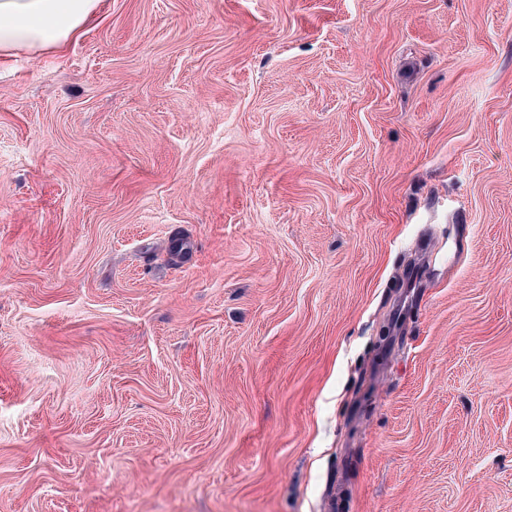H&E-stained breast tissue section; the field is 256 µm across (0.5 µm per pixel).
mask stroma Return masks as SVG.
Masks as SVG:
<instances>
[{"instance_id": "stroma-1", "label": "stroma", "mask_w": 512, "mask_h": 512, "mask_svg": "<svg viewBox=\"0 0 512 512\" xmlns=\"http://www.w3.org/2000/svg\"><path fill=\"white\" fill-rule=\"evenodd\" d=\"M0 512H512V0L0 57Z\"/></svg>"}]
</instances>
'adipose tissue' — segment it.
<instances>
[{
    "mask_svg": "<svg viewBox=\"0 0 512 512\" xmlns=\"http://www.w3.org/2000/svg\"><path fill=\"white\" fill-rule=\"evenodd\" d=\"M99 0H0V55L26 48L63 51Z\"/></svg>",
    "mask_w": 512,
    "mask_h": 512,
    "instance_id": "obj_1",
    "label": "adipose tissue"
}]
</instances>
